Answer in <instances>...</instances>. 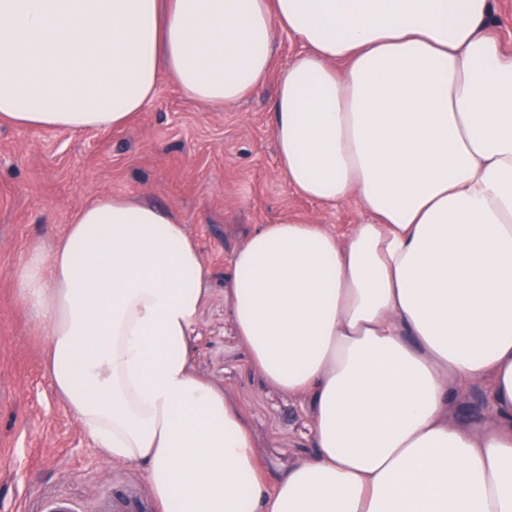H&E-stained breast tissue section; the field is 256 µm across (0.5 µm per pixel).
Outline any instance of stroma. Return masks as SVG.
Returning <instances> with one entry per match:
<instances>
[{
    "instance_id": "1",
    "label": "stroma",
    "mask_w": 512,
    "mask_h": 512,
    "mask_svg": "<svg viewBox=\"0 0 512 512\" xmlns=\"http://www.w3.org/2000/svg\"><path fill=\"white\" fill-rule=\"evenodd\" d=\"M276 81L212 109L163 81L126 127L71 133L0 123V512H39L66 496L98 512L116 487L135 488L157 512L141 467L94 447L46 369L36 311L16 276L30 250L64 234L100 194L174 209L210 270L192 339L193 372L220 389L275 475L310 447L298 403L267 383L233 323L225 287L234 250L285 216L343 233L360 223L356 199L327 207L296 192L279 166L271 120Z\"/></svg>"
}]
</instances>
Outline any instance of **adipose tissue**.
Instances as JSON below:
<instances>
[{
    "mask_svg": "<svg viewBox=\"0 0 512 512\" xmlns=\"http://www.w3.org/2000/svg\"><path fill=\"white\" fill-rule=\"evenodd\" d=\"M282 173L365 214L281 218L233 252L235 327L306 411L273 477L190 367L209 267L177 214L101 194L17 276L47 370L158 512H512V51L492 0H0V118L126 125L172 80L214 108L264 87ZM485 389L488 419L452 420Z\"/></svg>",
    "mask_w": 512,
    "mask_h": 512,
    "instance_id": "adipose-tissue-1",
    "label": "adipose tissue"
}]
</instances>
